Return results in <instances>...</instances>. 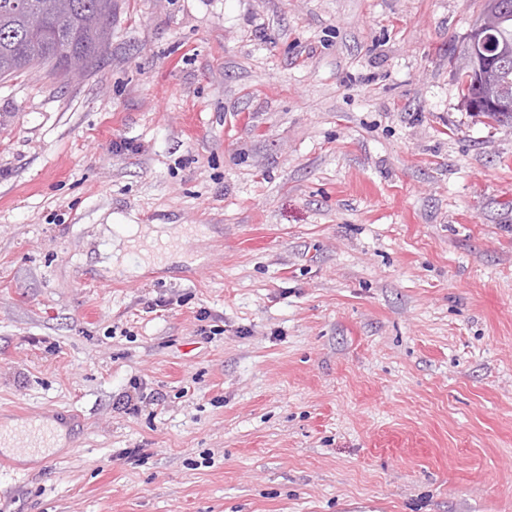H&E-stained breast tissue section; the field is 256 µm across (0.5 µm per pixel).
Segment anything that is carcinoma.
<instances>
[{
  "label": "carcinoma",
  "mask_w": 512,
  "mask_h": 512,
  "mask_svg": "<svg viewBox=\"0 0 512 512\" xmlns=\"http://www.w3.org/2000/svg\"><path fill=\"white\" fill-rule=\"evenodd\" d=\"M99 0H0V77H17L32 68L39 57L62 68L70 56L93 62L101 56L98 31L87 26L88 15L98 10ZM44 15L49 41L30 38L26 12ZM473 67L458 72V84L466 106H479L489 98H512V65L501 71L495 85L475 81Z\"/></svg>",
  "instance_id": "1"
}]
</instances>
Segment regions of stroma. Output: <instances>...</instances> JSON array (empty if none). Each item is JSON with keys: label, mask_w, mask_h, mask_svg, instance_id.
Here are the masks:
<instances>
[{"label": "stroma", "mask_w": 512, "mask_h": 512, "mask_svg": "<svg viewBox=\"0 0 512 512\" xmlns=\"http://www.w3.org/2000/svg\"><path fill=\"white\" fill-rule=\"evenodd\" d=\"M116 4L81 77L0 79V428L61 426L0 512H512L484 0ZM472 71L473 67L469 59L468 68L458 71L457 74L462 98L470 112H473L471 110L472 105L477 104L482 107L483 102L489 98H501L503 96L512 98V63L507 69L501 71L497 82L493 86L487 85L482 81L477 83L474 76L471 74Z\"/></svg>", "instance_id": "1"}]
</instances>
